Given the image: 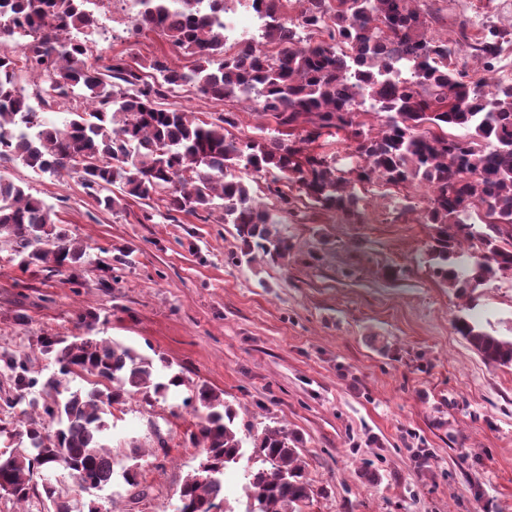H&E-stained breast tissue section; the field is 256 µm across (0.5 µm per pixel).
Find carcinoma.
<instances>
[{"label":"carcinoma","instance_id":"obj_1","mask_svg":"<svg viewBox=\"0 0 512 512\" xmlns=\"http://www.w3.org/2000/svg\"><path fill=\"white\" fill-rule=\"evenodd\" d=\"M200 2L138 0L136 30L160 32L193 64L154 57L135 67L124 54L103 53L76 36L94 24L85 0H0V33L13 37V45L0 47V159L51 177L77 174L107 211L126 208L131 197L158 198L170 222L221 208L224 223L236 227L242 255L272 263L288 258L293 243L240 170L272 175L268 190L284 211L295 183L320 208L355 219L357 184L419 183L428 192L423 218L434 230L428 263L437 278L465 294L512 272V83L466 81L448 39L432 32L442 18L440 0H303L293 19L284 15L288 0H259L266 16L260 35L235 48L224 46L219 21L195 18ZM500 39L491 29L473 46L485 72L494 69ZM394 65L408 71L401 86L389 79ZM187 85L212 102L246 104L279 127L301 130V137L233 138L226 134L237 125L230 109L203 121L162 104ZM47 112L67 115L63 126L49 124ZM370 113L384 117L375 134L355 121ZM453 128L467 136H450ZM331 129L350 135L356 166L339 170L306 151ZM480 209L483 224L476 225L472 213ZM55 216L53 206L0 175V235L12 239L24 265L51 275L84 260ZM475 239L482 251H465ZM455 327L487 363L512 365V339L464 317ZM41 348L55 355L61 375L93 376L110 386L61 400L54 396L61 381L40 382L28 356L0 355L17 391L4 399L7 407L16 408L24 391L39 385L47 396L25 429L0 424V491L25 502L39 477L47 506L70 512L50 473L62 466L86 491L108 485L113 470L102 444L103 417L131 396L165 394L183 378L175 373L163 381L153 361L90 336H45ZM194 399L204 413L190 440L204 447L181 484L178 512H231L224 476L244 459L253 500L248 512H303L314 490L299 438L277 425L250 427L244 438L220 394L201 386ZM42 420L58 428L47 434Z\"/></svg>","mask_w":512,"mask_h":512}]
</instances>
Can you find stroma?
Listing matches in <instances>:
<instances>
[{"instance_id":"1","label":"stroma","mask_w":512,"mask_h":512,"mask_svg":"<svg viewBox=\"0 0 512 512\" xmlns=\"http://www.w3.org/2000/svg\"><path fill=\"white\" fill-rule=\"evenodd\" d=\"M492 27L512 47V10L500 0H448L436 33L453 39L463 28L473 45ZM92 39L138 61L175 57L163 35H130L118 14L100 19ZM0 174L52 205L85 252L74 287L22 267L0 237V355H29L44 380L58 366L41 337L90 336L184 380L109 417L102 442L117 464L108 486L86 491L55 471L72 512H176L197 464L187 399L201 385L236 409L239 431L280 425L299 438L315 492L306 512H512V366L485 362L454 325L465 316L511 338L512 275L461 297L435 280L424 188L358 185L357 221L291 191L280 214L295 247L274 265L241 256L220 209L173 224L155 199L108 212L78 178L4 159ZM126 248L131 262L118 265ZM389 268L398 279L385 277ZM132 465L147 489L139 500L123 478Z\"/></svg>"}]
</instances>
